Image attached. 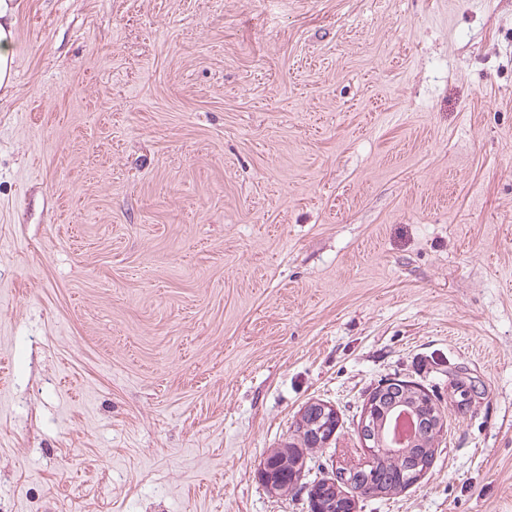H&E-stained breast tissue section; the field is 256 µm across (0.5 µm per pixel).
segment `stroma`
I'll use <instances>...</instances> for the list:
<instances>
[{
  "label": "stroma",
  "mask_w": 512,
  "mask_h": 512,
  "mask_svg": "<svg viewBox=\"0 0 512 512\" xmlns=\"http://www.w3.org/2000/svg\"><path fill=\"white\" fill-rule=\"evenodd\" d=\"M0 93V512H308L260 462L310 400L512 512V0H23ZM402 386L401 389H396L394 392V398L390 397L385 404L381 405L378 410V415L374 420V436H379V432L382 428V424L384 421V417L386 415H390L392 411V407L395 404H404L407 407H411V411L413 413L414 422L416 428L418 427V436H423L427 434V430L431 428V423L434 421L432 416V412L437 414H443L441 407L439 405V399L435 398V401L424 391L419 388V386L411 385L410 382L399 380ZM408 383V384H407ZM392 413L387 422V429L390 427V423L392 420Z\"/></svg>",
  "instance_id": "obj_1"
}]
</instances>
